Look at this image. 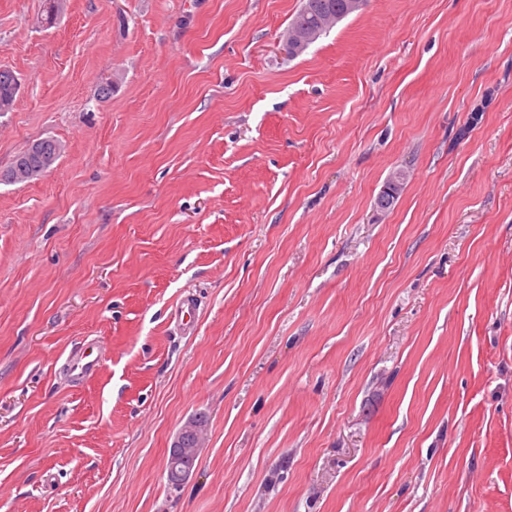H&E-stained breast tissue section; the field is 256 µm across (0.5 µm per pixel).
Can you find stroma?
Masks as SVG:
<instances>
[{
  "label": "stroma",
  "mask_w": 512,
  "mask_h": 512,
  "mask_svg": "<svg viewBox=\"0 0 512 512\" xmlns=\"http://www.w3.org/2000/svg\"><path fill=\"white\" fill-rule=\"evenodd\" d=\"M301 5L0 0V512H512V0ZM346 1L347 0H304L302 7L291 20L284 35L288 34L295 28H302L304 25H309L317 27L316 39L314 40L315 35L308 31H295L283 40V50L287 54L288 52H291L298 55L310 43L313 44L323 34L329 32L334 27L330 26L331 22L336 20L337 24L347 16L351 15L345 14L346 8L349 12L359 10L363 7L365 0H348L347 7ZM334 24L335 23L333 22V25ZM37 143L39 146L38 153L30 154V151H29L30 146H29L17 154V156H22L25 159L26 163H29L30 165L33 166V170H31V175L25 181L20 182V183L31 181V180H33V178L42 174V172L38 170L37 165L41 162V160L43 158L53 155L51 158H49L45 161V164L42 167L43 173H45L53 166L55 157L61 155L62 146L60 144H57V141H55L54 139L45 138V139L38 140ZM37 143H35L31 147V151L36 149ZM56 144H57V147H56V152H55ZM23 158L17 159L14 162L13 166L11 167V170L15 173V176L12 179L13 181H20V180L24 179V177H25L24 173L22 172V169L25 168ZM205 433L206 427L200 418L189 419L178 430L167 457V476L171 486H183L194 474ZM187 439L192 441L193 448H185Z\"/></svg>",
  "instance_id": "35a3bbf8"
}]
</instances>
